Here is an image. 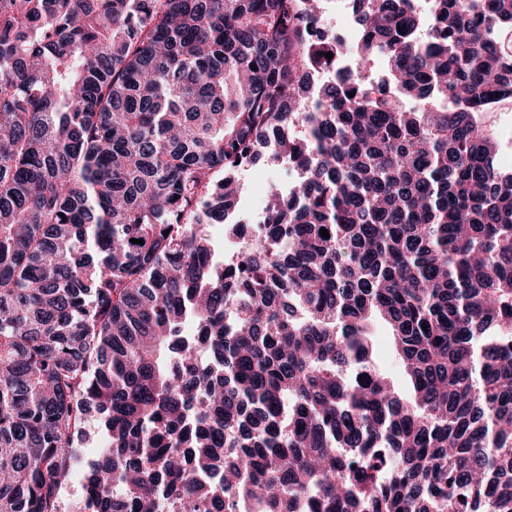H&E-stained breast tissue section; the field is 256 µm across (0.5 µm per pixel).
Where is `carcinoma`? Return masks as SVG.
Here are the masks:
<instances>
[{"mask_svg": "<svg viewBox=\"0 0 512 512\" xmlns=\"http://www.w3.org/2000/svg\"><path fill=\"white\" fill-rule=\"evenodd\" d=\"M323 2L0 0V512H512V0ZM504 101L494 112L484 114V124L490 134H493L499 145L498 161L506 167L512 168V141L509 132L512 129V100ZM238 176L243 184L242 197L244 208L249 214L255 208L258 196H260L263 205L265 191H267L269 183L288 180V175L282 170L280 165L267 162L266 160H261L258 164L241 171ZM379 368L390 378L393 385L402 394H408V381L404 374L397 357L390 353L380 362H378Z\"/></svg>", "mask_w": 512, "mask_h": 512, "instance_id": "1", "label": "carcinoma"}]
</instances>
